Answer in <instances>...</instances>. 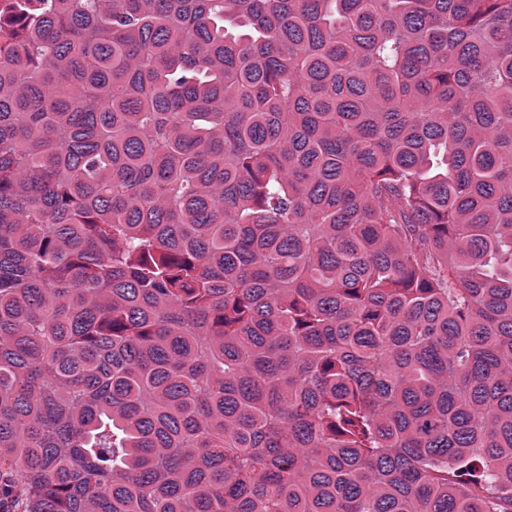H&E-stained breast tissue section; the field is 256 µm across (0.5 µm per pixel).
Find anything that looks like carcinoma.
<instances>
[{"instance_id":"carcinoma-1","label":"carcinoma","mask_w":512,"mask_h":512,"mask_svg":"<svg viewBox=\"0 0 512 512\" xmlns=\"http://www.w3.org/2000/svg\"><path fill=\"white\" fill-rule=\"evenodd\" d=\"M0 512H512V0H0Z\"/></svg>"}]
</instances>
